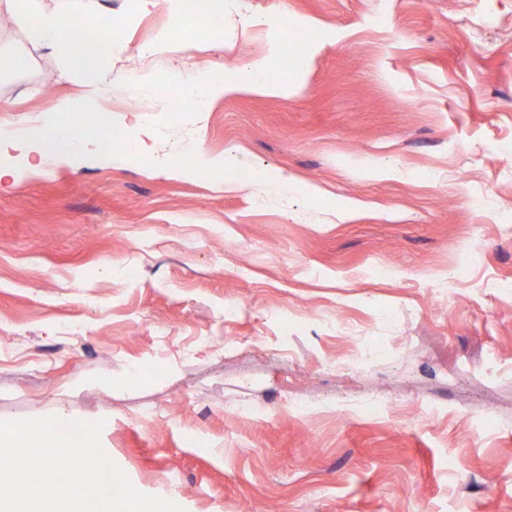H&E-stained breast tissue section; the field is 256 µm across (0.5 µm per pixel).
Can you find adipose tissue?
Instances as JSON below:
<instances>
[{"label":"adipose tissue","instance_id":"1","mask_svg":"<svg viewBox=\"0 0 512 512\" xmlns=\"http://www.w3.org/2000/svg\"><path fill=\"white\" fill-rule=\"evenodd\" d=\"M174 4V39L207 36L213 20L224 14V0H197L195 11H187L184 0ZM0 6L10 13L16 28L33 43L53 50L62 60L67 72L86 73L93 80L82 97L60 100L52 111L32 125L0 121V181H18L40 169L46 159L80 167L110 164L142 156V143L130 133H122L112 149L100 145L101 127L83 122L85 113L101 108L112 94L124 91L148 94L157 91L152 80H130L121 85L99 78L101 68L111 67L112 48L119 42L111 32L124 28L126 18L114 16L111 9L98 0H87L71 15L46 10L43 0H0ZM276 95L279 84L267 75L265 59H254L240 83L224 81L223 77L205 72L194 78L178 81L177 98L196 112L209 111L212 103L238 88Z\"/></svg>","mask_w":512,"mask_h":512}]
</instances>
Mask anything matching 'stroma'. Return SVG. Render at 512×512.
<instances>
[{
  "instance_id": "stroma-1",
  "label": "stroma",
  "mask_w": 512,
  "mask_h": 512,
  "mask_svg": "<svg viewBox=\"0 0 512 512\" xmlns=\"http://www.w3.org/2000/svg\"><path fill=\"white\" fill-rule=\"evenodd\" d=\"M102 2L128 78L305 63L206 112L112 100L102 147L135 125L148 162L0 191V419L103 421L184 512H512V0H224L218 37L171 43L169 0ZM18 55L0 119L85 92L0 25ZM193 145L223 175H165Z\"/></svg>"
}]
</instances>
